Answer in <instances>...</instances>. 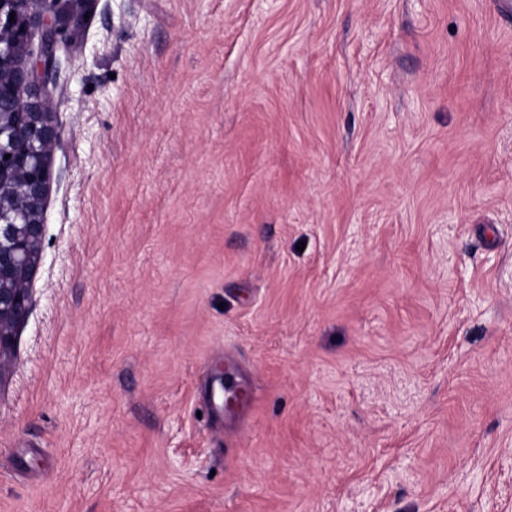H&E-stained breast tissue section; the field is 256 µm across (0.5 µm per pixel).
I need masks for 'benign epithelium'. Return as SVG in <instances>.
<instances>
[{"instance_id": "7a95c632", "label": "benign epithelium", "mask_w": 512, "mask_h": 512, "mask_svg": "<svg viewBox=\"0 0 512 512\" xmlns=\"http://www.w3.org/2000/svg\"><path fill=\"white\" fill-rule=\"evenodd\" d=\"M95 2L0 0V383L13 372L41 261L50 159L62 135L48 91L56 49Z\"/></svg>"}]
</instances>
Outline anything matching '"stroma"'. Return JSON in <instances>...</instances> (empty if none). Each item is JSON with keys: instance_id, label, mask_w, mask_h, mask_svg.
<instances>
[{"instance_id": "stroma-1", "label": "stroma", "mask_w": 512, "mask_h": 512, "mask_svg": "<svg viewBox=\"0 0 512 512\" xmlns=\"http://www.w3.org/2000/svg\"><path fill=\"white\" fill-rule=\"evenodd\" d=\"M261 2L59 44L0 512H512V0ZM229 389H230V391H234L235 393L240 395V400L232 405L225 402V396L227 395ZM223 390H224V414L226 412L230 415L234 414L240 406L249 405L251 402V398H253V392L251 389V385H243V384L239 383L235 379L234 376H233L232 380H225Z\"/></svg>"}]
</instances>
